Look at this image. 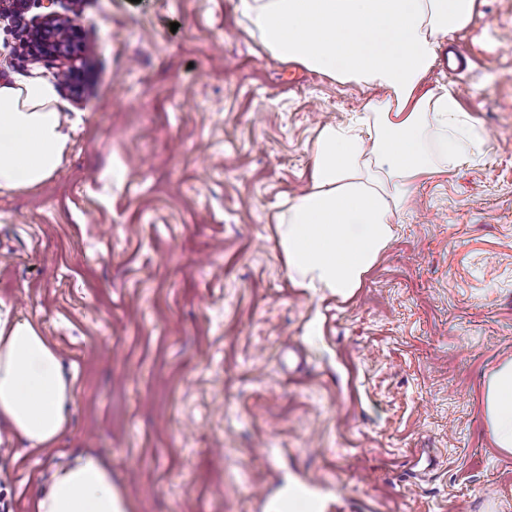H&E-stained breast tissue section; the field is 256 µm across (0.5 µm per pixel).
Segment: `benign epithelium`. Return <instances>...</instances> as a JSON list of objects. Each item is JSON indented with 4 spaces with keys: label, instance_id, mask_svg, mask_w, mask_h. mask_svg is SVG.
<instances>
[{
    "label": "benign epithelium",
    "instance_id": "7a95c632",
    "mask_svg": "<svg viewBox=\"0 0 512 512\" xmlns=\"http://www.w3.org/2000/svg\"><path fill=\"white\" fill-rule=\"evenodd\" d=\"M40 6L48 9L41 19L28 31L24 42L26 53L35 60L43 58L61 62L58 73L63 87L69 89L82 80V73L74 63L76 35L72 18L53 10L59 0H38Z\"/></svg>",
    "mask_w": 512,
    "mask_h": 512
}]
</instances>
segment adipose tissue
<instances>
[{
    "mask_svg": "<svg viewBox=\"0 0 512 512\" xmlns=\"http://www.w3.org/2000/svg\"><path fill=\"white\" fill-rule=\"evenodd\" d=\"M265 47L286 62L384 90L350 124L323 125L309 185L275 226L289 279L349 298L396 236L418 187L456 167L482 140L455 95L423 89L437 47L474 21V0H241ZM66 137L53 87L0 86V189L41 184ZM73 386L30 320L0 319V425L28 447L51 448L68 427ZM495 444L512 453V361L487 380ZM34 512H126L111 469L82 454L52 475Z\"/></svg>",
    "mask_w": 512,
    "mask_h": 512,
    "instance_id": "obj_1",
    "label": "adipose tissue"
}]
</instances>
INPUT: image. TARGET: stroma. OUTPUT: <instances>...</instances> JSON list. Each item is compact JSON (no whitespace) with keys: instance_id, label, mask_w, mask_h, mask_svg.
Instances as JSON below:
<instances>
[{"instance_id":"35a3bbf8","label":"stroma","mask_w":512,"mask_h":512,"mask_svg":"<svg viewBox=\"0 0 512 512\" xmlns=\"http://www.w3.org/2000/svg\"><path fill=\"white\" fill-rule=\"evenodd\" d=\"M240 0H83L79 97L57 91L56 173L0 190V303L73 381L69 427L0 442V512H30L85 452L128 512H266L312 483L322 512H512V454L484 411L512 359V0H475L436 61L485 139L424 182L354 297L290 281L275 224L323 122L374 90L276 58ZM0 19V81L55 82ZM426 450L434 470L412 475Z\"/></svg>"}]
</instances>
